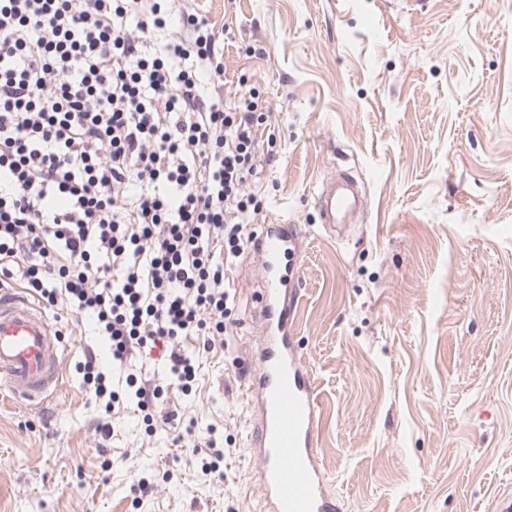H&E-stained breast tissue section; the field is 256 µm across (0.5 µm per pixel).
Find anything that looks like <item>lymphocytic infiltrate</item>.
I'll list each match as a JSON object with an SVG mask.
<instances>
[{
    "instance_id": "obj_1",
    "label": "lymphocytic infiltrate",
    "mask_w": 512,
    "mask_h": 512,
    "mask_svg": "<svg viewBox=\"0 0 512 512\" xmlns=\"http://www.w3.org/2000/svg\"><path fill=\"white\" fill-rule=\"evenodd\" d=\"M223 76L214 25L176 0H0V287L90 319L119 377L90 356L84 384L172 426L169 391L232 325L273 159L255 89ZM149 346L165 378L132 373Z\"/></svg>"
}]
</instances>
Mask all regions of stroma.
I'll return each mask as SVG.
<instances>
[{"label": "stroma", "instance_id": "obj_1", "mask_svg": "<svg viewBox=\"0 0 512 512\" xmlns=\"http://www.w3.org/2000/svg\"><path fill=\"white\" fill-rule=\"evenodd\" d=\"M224 42L275 130L263 224L299 240L294 342L319 401L317 457L339 512H490L512 489V0H179ZM347 169L368 212L340 238L323 180ZM237 323L203 354L182 444L105 413L83 387L89 323L50 308L65 348L38 408L0 391V512H264L248 379L263 286L241 257ZM108 423L109 434L97 431ZM223 436L224 476L193 452ZM157 482L139 498L135 475Z\"/></svg>", "mask_w": 512, "mask_h": 512}]
</instances>
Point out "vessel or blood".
Masks as SVG:
<instances>
[{
  "label": "vessel or blood",
  "instance_id": "obj_1",
  "mask_svg": "<svg viewBox=\"0 0 512 512\" xmlns=\"http://www.w3.org/2000/svg\"><path fill=\"white\" fill-rule=\"evenodd\" d=\"M367 197L324 183L319 194L323 223H345ZM264 284L265 347L248 391L258 421L254 457L266 512H337L317 464L318 399L293 342L297 301L288 285L298 274L297 236L292 225H260L250 248ZM64 349L51 334L43 311L24 290L0 291V389L37 403L56 387Z\"/></svg>",
  "mask_w": 512,
  "mask_h": 512
}]
</instances>
